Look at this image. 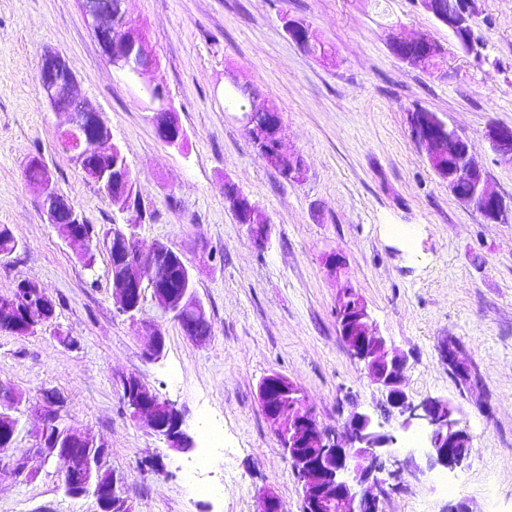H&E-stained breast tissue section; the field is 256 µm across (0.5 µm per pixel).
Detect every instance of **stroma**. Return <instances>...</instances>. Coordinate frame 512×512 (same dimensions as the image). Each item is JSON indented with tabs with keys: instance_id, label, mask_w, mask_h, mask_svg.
<instances>
[{
	"instance_id": "1",
	"label": "stroma",
	"mask_w": 512,
	"mask_h": 512,
	"mask_svg": "<svg viewBox=\"0 0 512 512\" xmlns=\"http://www.w3.org/2000/svg\"><path fill=\"white\" fill-rule=\"evenodd\" d=\"M476 6L478 57L417 0H130L129 16L157 58L154 77L185 131L175 148L158 139L140 81L106 64L78 0H0V225L19 242L0 258V296L20 281L37 283L60 301L57 322L75 340L0 330V383L27 405L44 391L61 393L70 424L107 444L132 512H258L263 488L285 512H302L301 486L258 389L270 373L288 376L328 430L353 409L382 413L384 395L339 335L336 301L346 288L408 355L407 393L459 405L471 441L464 466L403 477L388 512H442L458 498L474 512H512V222H487L453 196L408 125L413 109L438 113L468 138L491 189L512 204V165L485 138L489 125H512V0ZM287 16L311 25L326 56L289 38ZM396 35L429 36L444 52L429 70L408 67L389 48ZM47 50L69 61L77 94L126 156L135 209L113 205L63 151L62 118L36 82ZM238 84L279 110L302 181L259 154L227 102ZM35 155L87 223L131 229L143 248L162 243L181 254L211 327L206 340L186 336L150 300L138 322L118 311L107 255L86 269L47 224L24 175ZM228 180L269 217L264 244L230 210ZM392 224L413 228V244L390 234ZM331 254L339 269L329 267ZM154 322L166 343L157 359L147 353ZM451 336L481 375L472 391L458 390L441 358ZM130 375L182 414L192 448L168 447L130 419L120 384ZM20 422L9 455L29 476L0 478V512H97L93 498L65 495L63 462L36 451L37 419ZM208 425L224 445L204 474L217 492L200 496L183 470L201 456Z\"/></svg>"
}]
</instances>
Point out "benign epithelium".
Masks as SVG:
<instances>
[{
    "label": "benign epithelium",
    "mask_w": 512,
    "mask_h": 512,
    "mask_svg": "<svg viewBox=\"0 0 512 512\" xmlns=\"http://www.w3.org/2000/svg\"><path fill=\"white\" fill-rule=\"evenodd\" d=\"M85 23L92 29L105 61L113 70L128 76L146 79L157 66L144 33L128 20L129 0H120L118 11L112 10V0H78ZM424 11L448 28L460 47L475 53L470 39L472 10L455 8L441 0H419ZM288 36L304 48L313 39L310 27L301 21L287 20ZM407 43H420L442 54L441 45L428 36H398L390 42L391 52L403 63L417 68L422 58L402 51ZM36 80L39 91L52 111L63 116L65 129L62 141L82 171L94 180L106 194L112 184V170L127 166L125 156L112 141V133L100 112L74 91L75 76L69 62L60 54L45 52L38 66ZM150 103L155 105L150 120L160 141L178 146L185 134L165 90L158 84H148ZM246 127L254 131L255 144L263 158L278 170L288 171V178L299 181L304 168L301 160L283 150L284 127L281 113L272 105L251 104L242 113ZM412 138L428 150V158L441 151L457 159V168L446 178L448 191L492 223H506L512 217V207L490 187L482 168L474 160L466 138L449 127L434 112L416 110L408 113ZM486 136L501 160L512 165V126L492 125ZM42 193V210L49 224L70 221L84 222L76 206L53 185L52 175L35 182ZM112 251L121 254L122 262L112 269L113 303L131 320L143 310L146 292L163 315L176 316L190 302V284L180 290L158 284L160 266L167 263L186 266L182 256L164 244L151 251L140 248L136 236L120 232L112 236ZM20 290L29 293L26 301L45 307L51 297L36 284L25 281ZM347 304L338 319L339 333L350 355L364 363L368 377L386 395L388 414L400 418V427L416 426L427 433L428 446L424 464L413 458L397 459L395 431L384 429L367 413H350L340 434L332 436L323 431L314 413L305 406L303 391L290 378L273 372L266 376L259 389L266 419L274 431L288 438L286 460L302 478L303 512H387V487L403 473L415 478L427 470L463 465L470 455V437L461 426V410L444 398L414 401L405 391L408 370L406 356L391 352L386 338L379 332L363 298L352 289L339 296L337 304ZM165 350V336L154 324L150 331L148 353L159 358ZM442 357L455 375L460 388L468 389L477 383L470 366L459 361L458 345L446 340L441 347ZM128 410L135 421H142L173 448H189L190 441L183 431L182 415L168 402L160 400L149 388L141 386L127 393ZM64 397L48 392L33 411L41 417V427L35 435V447L47 457L56 456L66 463L63 482L69 492L82 496L89 485L92 495L108 502L111 512H130L123 497L119 479L111 474L106 479L91 481L94 474L107 472V457L95 452L97 442L87 432L73 427L66 432V447L47 448L49 422L63 411ZM393 462L395 469L387 467ZM25 462L12 461L0 455V472L16 478L25 472Z\"/></svg>",
    "instance_id": "1"
}]
</instances>
